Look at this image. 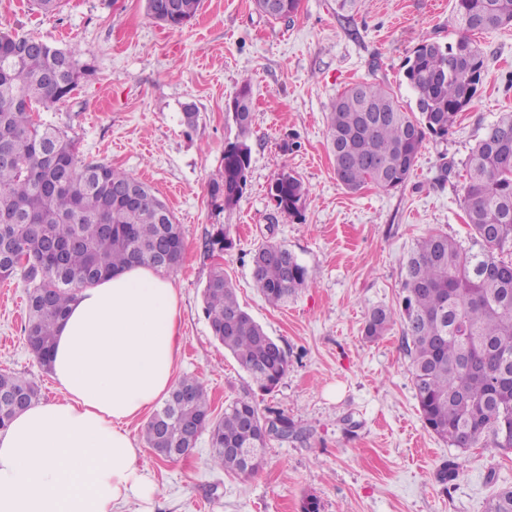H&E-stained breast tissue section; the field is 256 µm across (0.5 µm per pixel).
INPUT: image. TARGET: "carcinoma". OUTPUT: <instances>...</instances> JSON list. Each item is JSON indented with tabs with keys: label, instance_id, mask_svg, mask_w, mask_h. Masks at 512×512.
Masks as SVG:
<instances>
[{
	"label": "carcinoma",
	"instance_id": "carcinoma-1",
	"mask_svg": "<svg viewBox=\"0 0 512 512\" xmlns=\"http://www.w3.org/2000/svg\"><path fill=\"white\" fill-rule=\"evenodd\" d=\"M200 0H146L147 15L171 28L195 18ZM300 0H254L272 19L294 16ZM457 37L448 45L423 39L406 61L404 77L414 105L403 106L390 88L358 82L332 105L326 141L337 182L356 193L371 184L385 191L403 186L427 136L445 138L477 93L484 52L477 33L512 25V0H455ZM95 52L59 48L18 31H0V280L25 284L27 344L45 369L58 323L77 291L132 262L170 271L182 259L184 241L173 212L148 184L105 162H87L58 129L33 113L71 98L95 75ZM238 134L224 147V166L209 183V195L234 209L247 186L252 125L249 85L234 98ZM464 207L472 248L439 230L420 240L406 259L403 318L411 345L415 395L425 428L464 448L512 450V113L490 124L466 163ZM268 193L277 209L299 212L308 191L281 171ZM232 247L224 225L205 241V250ZM493 266L497 273L483 275ZM253 282L272 306H280L313 283L311 272L287 246L266 241L251 262ZM204 312L212 336L224 345L251 382L273 391L287 375L286 351L240 306L235 288L216 270L204 291ZM391 313L372 309L364 335L387 331ZM146 422L148 448L161 459L183 441V423L196 421L208 432L214 469L252 474L262 466L274 423L280 437L297 433L280 413H260L243 395L212 416L209 395L194 375L183 376ZM40 400L39 387L16 373H0V429ZM226 448H255L250 467ZM489 512H512V488L499 492Z\"/></svg>",
	"mask_w": 512,
	"mask_h": 512
}]
</instances>
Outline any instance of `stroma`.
I'll use <instances>...</instances> for the list:
<instances>
[{"mask_svg": "<svg viewBox=\"0 0 512 512\" xmlns=\"http://www.w3.org/2000/svg\"><path fill=\"white\" fill-rule=\"evenodd\" d=\"M334 0H301L274 20L252 0H201L196 17L173 29L146 15L145 0H64L59 15L28 0H0V28L95 51L96 74L40 122L65 132L81 157L149 183L182 227L184 251L170 276L179 292L178 375L197 376L212 411L252 394L261 413L278 411L300 437L272 439L253 474L212 470L206 438L192 454L163 461L141 448L158 492L130 497L121 512H486L494 491L512 487V452L468 451L428 432L411 381L402 314L403 262L416 243L442 230L463 245L464 162L488 125L512 112V25L479 35L484 71L470 105L447 138L427 137L410 180L384 191L347 192L336 180L326 116L359 81L386 84L403 103L404 65L426 37L454 42V0H361L352 19ZM249 85L253 123L246 190L234 210L217 208L208 184L223 168L238 130L227 107ZM195 104L194 127L182 121ZM288 169L308 190L300 214L280 212L268 186ZM224 225L229 250L204 254L202 241ZM272 240L316 275L288 304L270 306L255 287L251 259ZM240 305L288 353L272 393L250 389L247 373L211 335L202 291L215 268ZM20 279L0 281V372L36 381L45 402L60 400L50 373L29 349ZM392 314L381 338L363 335L372 308ZM456 463L452 480L442 478Z\"/></svg>", "mask_w": 512, "mask_h": 512, "instance_id": "obj_1", "label": "stroma"}]
</instances>
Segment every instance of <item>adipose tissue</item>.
Segmentation results:
<instances>
[{"instance_id": "adipose-tissue-1", "label": "adipose tissue", "mask_w": 512, "mask_h": 512, "mask_svg": "<svg viewBox=\"0 0 512 512\" xmlns=\"http://www.w3.org/2000/svg\"><path fill=\"white\" fill-rule=\"evenodd\" d=\"M180 316L173 281L145 264L77 293L52 351L62 400L0 430V512H114L154 498L128 426L175 385Z\"/></svg>"}]
</instances>
